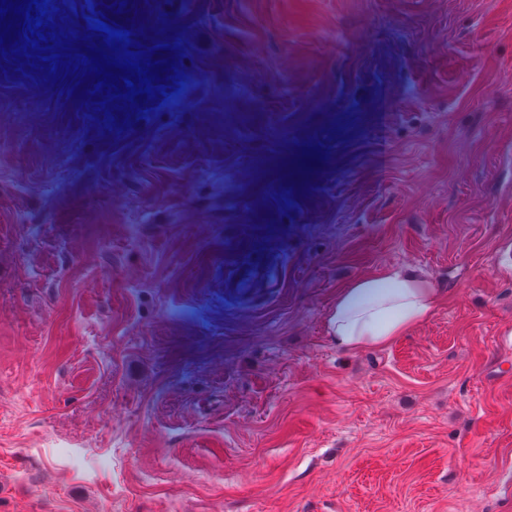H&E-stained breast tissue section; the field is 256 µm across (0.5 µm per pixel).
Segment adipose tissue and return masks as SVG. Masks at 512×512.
Here are the masks:
<instances>
[{
    "label": "adipose tissue",
    "mask_w": 512,
    "mask_h": 512,
    "mask_svg": "<svg viewBox=\"0 0 512 512\" xmlns=\"http://www.w3.org/2000/svg\"><path fill=\"white\" fill-rule=\"evenodd\" d=\"M440 293L417 274L393 268L343 288L327 316L329 338L347 352L389 344L435 313Z\"/></svg>",
    "instance_id": "adipose-tissue-1"
}]
</instances>
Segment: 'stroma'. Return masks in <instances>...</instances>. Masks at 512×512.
Wrapping results in <instances>:
<instances>
[{"mask_svg": "<svg viewBox=\"0 0 512 512\" xmlns=\"http://www.w3.org/2000/svg\"><path fill=\"white\" fill-rule=\"evenodd\" d=\"M165 2L209 43L135 143L0 83V512H512V0ZM332 107L353 159L235 254L259 152ZM390 268L434 316L336 349ZM439 300L437 288L401 268L358 278L336 295L327 316L329 338L347 352L389 344L431 318Z\"/></svg>", "mask_w": 512, "mask_h": 512, "instance_id": "obj_1", "label": "stroma"}]
</instances>
